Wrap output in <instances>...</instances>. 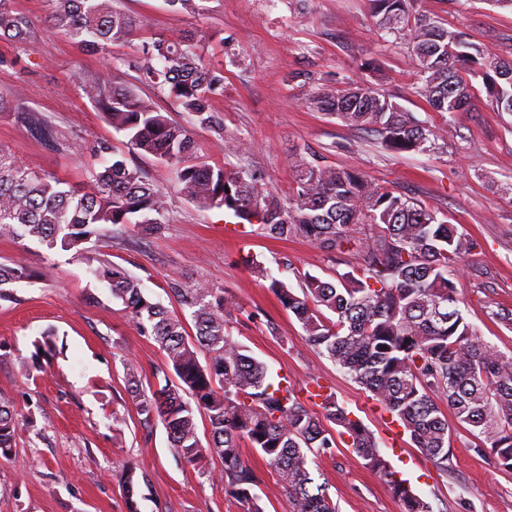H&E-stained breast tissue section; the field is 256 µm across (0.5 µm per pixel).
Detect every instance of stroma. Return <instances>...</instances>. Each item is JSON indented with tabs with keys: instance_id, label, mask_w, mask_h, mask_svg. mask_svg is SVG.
<instances>
[{
	"instance_id": "35a3bbf8",
	"label": "stroma",
	"mask_w": 512,
	"mask_h": 512,
	"mask_svg": "<svg viewBox=\"0 0 512 512\" xmlns=\"http://www.w3.org/2000/svg\"><path fill=\"white\" fill-rule=\"evenodd\" d=\"M14 6L30 19L33 37L21 47L0 40V97L45 113L69 146L47 151L8 112L0 113V145L36 171L80 187L89 170L101 168L95 148L107 141L152 183L173 192L174 169L129 150L79 88L81 70L110 74L112 60L138 56V42L112 46L107 55L86 52L49 26L43 0H14ZM115 6L144 20L143 38L192 30L214 41L232 39L243 53L239 62L214 44L206 57L224 68L212 128L192 125L141 71L124 75L174 120L191 125L202 160L264 173L285 198L294 188L293 156L307 149L325 164L363 171L437 210L471 236L475 249L452 268L460 308L483 342L512 354V326L498 317L500 309L512 310V113L487 107L481 80L473 82L474 108L433 110L418 93L406 45L378 29L369 0H209L195 15L172 10L166 0H116ZM415 8L443 19L484 52L512 59V10L494 0H416ZM351 81L384 92L439 132L434 149L397 153L374 133L309 108L306 98L317 86ZM85 248L89 257L139 278L175 313L180 307L167 294L171 281L223 292L235 304L233 336L269 375L288 379L302 397L316 382L330 389L434 512H512V474L480 452L467 430L455 439L444 472L409 437L391 443L390 414L311 346L295 317L239 263L251 255L296 289L303 274L332 282L357 268V252L276 239L260 225L237 223L220 208L200 209L174 192L159 231L116 226ZM18 259L38 276L16 284L12 300H0V399L11 403L20 423L12 456L0 457V512H128L123 482L131 466L145 475L136 484L138 512H239L216 479L220 461L204 468L179 462L162 424L140 426L123 364L136 361L147 387L163 368L164 353L152 337L140 335L122 303L89 273L86 259L0 239V262ZM46 333L54 355L44 369L27 372L34 343ZM116 412L125 414V424L113 425ZM243 458L262 479L265 512H291L262 455L247 447ZM309 460L338 512H401L400 502L344 442Z\"/></svg>"
}]
</instances>
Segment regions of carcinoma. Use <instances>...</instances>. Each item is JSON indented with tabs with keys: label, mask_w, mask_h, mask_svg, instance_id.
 <instances>
[{
	"label": "carcinoma",
	"mask_w": 512,
	"mask_h": 512,
	"mask_svg": "<svg viewBox=\"0 0 512 512\" xmlns=\"http://www.w3.org/2000/svg\"><path fill=\"white\" fill-rule=\"evenodd\" d=\"M54 29L80 48L105 54L114 43L140 35L143 20L112 5V0H43ZM190 13L206 10L208 0H167ZM380 30L404 41L420 76V94L439 112H459L474 99L472 84L461 72L482 79L487 104L512 112V61L464 50L460 33L414 9L415 0H370ZM33 30L13 0H0V39L27 44ZM209 44L190 31L141 45L136 60L112 65V80L94 71L79 74L82 94L127 138L132 150L173 164L178 192L201 208H222L271 237L305 238L328 250H354L363 263L324 281L303 276L296 293L270 276L253 257L241 259L301 324L307 341L325 354L383 406L441 471L448 470L454 427L436 402L442 397L457 424L483 437L500 470L512 472V354L481 341L465 321L450 267L476 243L437 213L373 183L353 169L328 166L298 153L292 161L295 195L284 202L262 173L231 171L199 159L190 128L171 120L154 99L122 82L121 67L145 71L154 87L168 90L193 123L215 124L211 102L224 92V69L206 62ZM310 104L344 123L368 128L396 151L428 150L433 132L403 111L390 97L352 82L345 89L323 85ZM16 125L54 151L66 147L57 126L45 114L0 99ZM110 155L78 189L20 163L0 147V237L49 250L82 254V245L100 240L114 226L135 224L158 231L169 213V192L148 181L104 141ZM357 224L374 230L361 238ZM89 272L105 283L137 329L163 349L167 373L145 391L139 367L124 363V377L139 423L159 422L177 460L191 466L206 458L221 462L218 478L239 504L240 512H264L255 488L261 483L242 458L248 442L274 469L278 487L290 497L292 512H337L323 484L309 469L308 454L336 447L335 437L365 462L403 512H433L381 452L360 421L349 417L333 395L316 385L323 415L312 411L286 381H274L267 367L248 354L228 327L233 303L206 286L171 288L189 311L196 333L189 337L183 320L144 292L139 279L124 268L98 260ZM36 277L23 263L0 264V300L13 298L11 287ZM328 310L334 317L324 315ZM50 335L35 345L32 367L42 370L52 355ZM206 353L209 362L199 360ZM209 425L202 444L196 414ZM338 427L332 432L324 424ZM19 420L0 401V455L9 457Z\"/></svg>",
	"instance_id": "cac0c4a2"
}]
</instances>
